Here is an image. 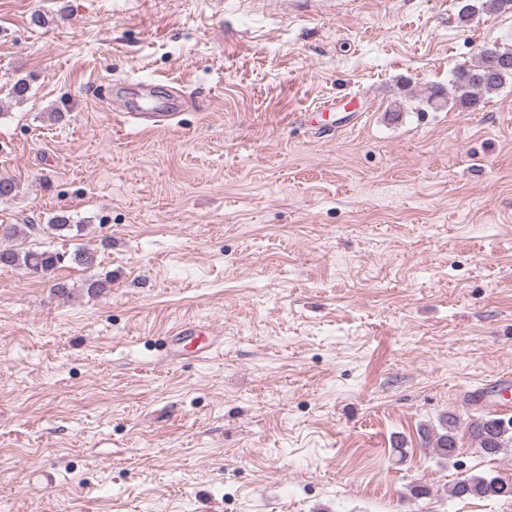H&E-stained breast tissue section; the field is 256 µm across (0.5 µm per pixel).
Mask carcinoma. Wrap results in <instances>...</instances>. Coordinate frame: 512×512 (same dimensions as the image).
Masks as SVG:
<instances>
[{"instance_id": "obj_1", "label": "carcinoma", "mask_w": 512, "mask_h": 512, "mask_svg": "<svg viewBox=\"0 0 512 512\" xmlns=\"http://www.w3.org/2000/svg\"><path fill=\"white\" fill-rule=\"evenodd\" d=\"M489 8L493 11H512V0H480L476 4L461 6V19L468 20L479 9ZM512 83V47L497 45L484 46L478 54V61L472 65L457 66L450 79V92L432 85L427 88L426 103L436 105L448 101L460 107L471 109L479 105L484 97L498 93L507 84ZM83 226L68 223L65 216H56L46 230L59 237L72 232H81ZM24 236V230L17 224H0V240L11 246L0 249V265L20 269L27 274L45 277L61 262L62 255L50 250H33L23 248L17 240ZM469 433L479 450L489 456L497 455L512 447V422L486 416L469 425ZM432 443L434 453L443 458L454 456L456 451L455 425L445 420L443 432L433 436L426 435ZM448 497L509 498L512 497V479L478 475H466L458 478L448 488Z\"/></svg>"}]
</instances>
